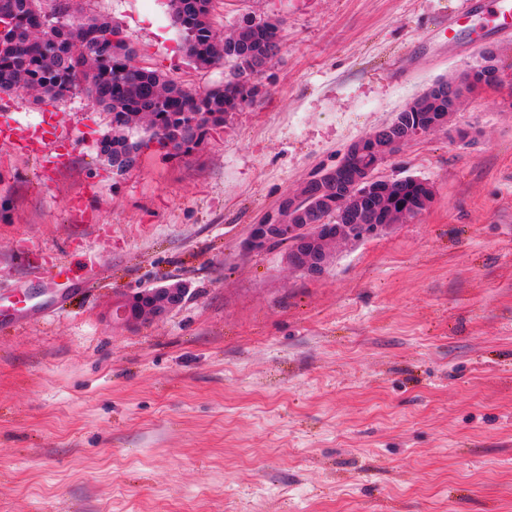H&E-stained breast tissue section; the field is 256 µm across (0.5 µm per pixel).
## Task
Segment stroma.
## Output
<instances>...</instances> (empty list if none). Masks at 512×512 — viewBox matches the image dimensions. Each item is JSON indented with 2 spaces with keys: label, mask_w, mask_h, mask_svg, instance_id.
Listing matches in <instances>:
<instances>
[{
  "label": "stroma",
  "mask_w": 512,
  "mask_h": 512,
  "mask_svg": "<svg viewBox=\"0 0 512 512\" xmlns=\"http://www.w3.org/2000/svg\"><path fill=\"white\" fill-rule=\"evenodd\" d=\"M464 0H215L212 25L280 22L254 101L192 155L114 174L110 116L82 95H0L52 125L66 168L0 140V512H512V31ZM139 64L202 91L167 0H82ZM456 37L459 49L448 47ZM493 49L503 82L381 177L430 181L423 215L337 244L323 276L250 225L439 80ZM68 277H54L59 259ZM184 303L113 324V302ZM187 292L188 288H181L179 284L138 291L117 304L116 316L128 324L159 317L169 309L180 305Z\"/></svg>",
  "instance_id": "1"
}]
</instances>
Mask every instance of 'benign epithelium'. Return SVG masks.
<instances>
[{
  "label": "benign epithelium",
  "mask_w": 512,
  "mask_h": 512,
  "mask_svg": "<svg viewBox=\"0 0 512 512\" xmlns=\"http://www.w3.org/2000/svg\"><path fill=\"white\" fill-rule=\"evenodd\" d=\"M502 76L494 63L493 55L485 53L480 60L468 66L448 88L435 83L422 96L434 98L447 92V103L436 112H400L392 121L377 127L367 137L351 143L336 161L323 168L316 196L326 197L336 193V206L347 198L363 199L394 184L378 176L381 165L397 156L405 146L432 131L448 128L450 117L457 111L459 102L468 94L496 88ZM303 195L288 194V223L277 224L278 210L267 213L262 222L252 224L240 245L245 255L261 253L283 242L289 245L288 263L312 276L323 274L328 265V245L334 240L361 241L376 237L390 228L388 224L367 221L361 214L340 209L334 224H304L298 219ZM188 289L179 285L149 288L122 299L116 306V316L128 324L156 318L180 305Z\"/></svg>",
  "instance_id": "obj_1"
}]
</instances>
